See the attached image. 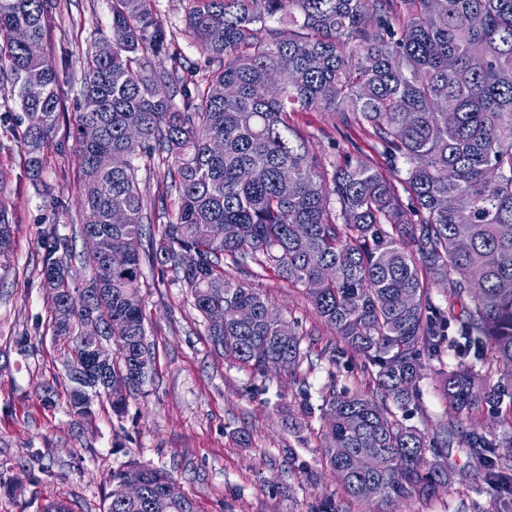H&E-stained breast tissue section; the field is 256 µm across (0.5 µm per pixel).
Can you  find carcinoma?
Returning <instances> with one entry per match:
<instances>
[{
  "mask_svg": "<svg viewBox=\"0 0 512 512\" xmlns=\"http://www.w3.org/2000/svg\"><path fill=\"white\" fill-rule=\"evenodd\" d=\"M111 14L110 35L84 53L73 119L87 285L56 226L42 236L52 334L70 313V414L92 417L94 392L120 415L151 377L145 262L188 289L203 319L224 309V325H206L215 351L256 378L270 362L299 367L307 353L296 323L269 317L264 294L226 275L224 261L250 262L255 278L273 268L305 287L339 339L320 354L332 366L320 448L349 497L362 498L369 483L391 504L448 484L439 457L450 435L397 416L420 404L423 362L448 356L440 391L458 422L475 427L491 404L511 431H473L466 448L481 480L512 497V291L500 288L512 281V0H188L184 35L200 63L176 45L155 0H111ZM52 21L51 0H0V80L24 115L35 182L63 116L59 75L49 54H31L15 33L42 46ZM292 112L339 113L382 147L392 175L359 147L322 160ZM114 153L124 166H112ZM155 164L167 166L163 195L176 207L149 213L139 172ZM115 211L126 223H112ZM156 219L158 244L125 258L126 240L143 239ZM211 224L237 233L215 241ZM14 233L0 199L1 267ZM315 280L322 287H308ZM435 287L456 304H437ZM101 304L112 305L108 324L95 315ZM92 336L112 342L96 377L83 371ZM345 356L361 359L372 395L337 386ZM362 454L379 457V470L357 469ZM130 479L143 485L137 500L120 492ZM171 480L133 460L112 472L103 512H195L188 497L165 494Z\"/></svg>",
  "mask_w": 512,
  "mask_h": 512,
  "instance_id": "cac0c4a2",
  "label": "carcinoma"
}]
</instances>
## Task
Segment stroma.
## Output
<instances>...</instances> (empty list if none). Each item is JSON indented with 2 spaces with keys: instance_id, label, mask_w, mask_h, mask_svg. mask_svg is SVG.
I'll return each instance as SVG.
<instances>
[{
  "instance_id": "stroma-1",
  "label": "stroma",
  "mask_w": 512,
  "mask_h": 512,
  "mask_svg": "<svg viewBox=\"0 0 512 512\" xmlns=\"http://www.w3.org/2000/svg\"><path fill=\"white\" fill-rule=\"evenodd\" d=\"M44 49L60 74L59 96L74 114L81 82V51L109 34L108 0H58ZM315 152L340 159L359 144L380 170L388 165L369 137L351 132L333 112H295L290 118ZM25 146L15 125L0 123V167L10 177L0 197L16 226L13 253L0 269V512H44L56 501L75 512H102L109 476L131 460L168 471L196 512H310L328 496L345 512H512V500L492 496L464 468L467 427L458 424L439 396L436 362H427L421 405L405 425L448 430L445 454L459 469L434 497L394 505L347 499L336 474L322 461L323 420L313 413L302 436L288 427L298 415L297 376L310 384L320 405L328 364L318 354L331 330L321 324L304 287L277 272L252 280L280 316L298 321L315 361L298 371L271 369L257 382L249 369L216 353L186 289L144 267L142 295L154 373L127 398L123 415L108 403L95 407L91 424L76 423L66 405L68 380L60 349L47 330V298L41 286V238L49 225L83 251L76 204L79 158L69 123L60 124L45 151L41 183L24 165ZM20 492H8V485Z\"/></svg>"
}]
</instances>
